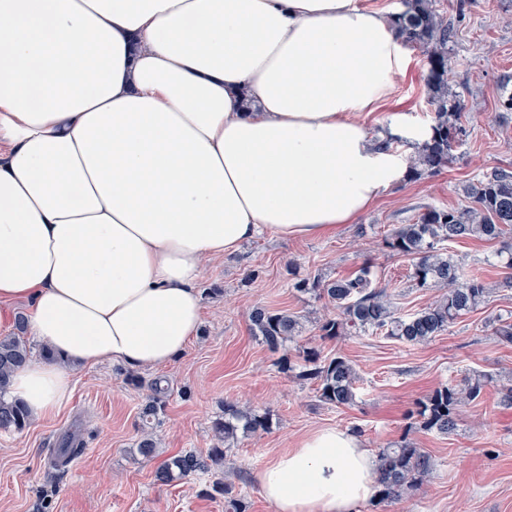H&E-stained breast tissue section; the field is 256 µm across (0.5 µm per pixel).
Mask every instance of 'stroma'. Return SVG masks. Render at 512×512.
Returning a JSON list of instances; mask_svg holds the SVG:
<instances>
[{"instance_id": "stroma-1", "label": "stroma", "mask_w": 512, "mask_h": 512, "mask_svg": "<svg viewBox=\"0 0 512 512\" xmlns=\"http://www.w3.org/2000/svg\"><path fill=\"white\" fill-rule=\"evenodd\" d=\"M437 7L454 22L451 88L465 112L466 134L454 164L383 190L356 223L339 227L335 236L282 239L263 232L235 254L207 262L199 286H219L222 295L203 298L199 332L178 358L142 373L145 380L161 376L169 384L166 409L155 425L166 456L211 448L210 422L223 402L271 413L268 432L239 437L224 459L223 479L248 512H275L260 492L257 472L325 427L351 430L376 455L407 441L431 459L430 480L393 502L373 498L359 512H512V406L501 393L502 386L512 385V345L496 343L487 327L492 318L512 316V290L500 286L504 268L497 244L464 239L452 245L453 258L492 293L424 345L383 336L320 340L315 325L324 303L293 288L297 279H333L366 263L399 312L425 307L437 290L416 287L413 257L383 249L382 236L412 222L422 207L464 205L466 187L492 168L512 170V110L502 106L512 96V0H437ZM405 59L390 99L365 119L374 140L386 138L394 118L420 127L430 121L426 61L413 48L406 49ZM258 304L302 317L300 347L317 345L325 355L351 361L360 377L353 405L327 404L313 384L280 370L277 354L250 331L248 315ZM128 371L112 361L75 368L71 399L57 415L20 432H0V512H224L223 496L208 493L213 476L155 482V462L137 451L148 390L128 385ZM479 373L492 380L464 408L454 431L440 434L421 426L419 402ZM70 431L79 433L84 452L58 473L49 460Z\"/></svg>"}]
</instances>
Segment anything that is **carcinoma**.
Segmentation results:
<instances>
[{
  "instance_id": "carcinoma-1",
  "label": "carcinoma",
  "mask_w": 512,
  "mask_h": 512,
  "mask_svg": "<svg viewBox=\"0 0 512 512\" xmlns=\"http://www.w3.org/2000/svg\"><path fill=\"white\" fill-rule=\"evenodd\" d=\"M403 5V11L393 16L394 25L402 42L426 58L432 106L430 136L416 147L409 159L406 177L415 181L453 163L455 148L465 128L463 104L448 95L452 77L448 42L453 36V26L439 13L436 0H403ZM466 194L469 205L426 207L412 223L400 224L384 235L383 245L389 251L416 258L411 278L417 287L443 290L441 296L425 307L407 314L398 313L387 288L373 284L371 266L367 264L335 279L324 280L315 275L295 281L292 288L296 292L323 300L333 309V313L319 320V337L334 339L352 332L383 334L410 345H424L461 316L485 303L490 289L457 264L448 253V244L466 238L497 242L499 256L506 258V268L512 269V171L495 168L469 185ZM249 322L253 336L269 350L282 352L279 366L292 370L288 343L300 333V317L260 305L251 310ZM490 327L494 340L512 345V320L500 317ZM31 359V347L24 337H0L1 432L22 431L30 424L26 407L8 399L7 393L14 374ZM297 377L313 383L319 398L327 404L349 406L356 400L359 375L342 356H324L315 347L305 348ZM126 380L133 386L145 384L151 391L140 410L142 437L137 451L144 459L152 460L158 447V439L153 435L154 422L165 410L169 385L161 377L147 382L129 374ZM489 382L488 375L475 374L458 384L437 388L419 408L422 426L429 431L450 433L456 427L460 409L475 401ZM271 424L268 412L261 414L226 402L211 424L217 444L204 454L187 451L165 458L156 467L155 477L161 483H172L220 470L238 432H266ZM83 452L84 444L79 437L65 435L55 452V461L64 466ZM431 470L428 455L419 448L405 443L385 449L376 470L380 498L392 500L402 496L427 480ZM211 490L224 496L230 512H246L243 501L231 495V485L217 482Z\"/></svg>"
}]
</instances>
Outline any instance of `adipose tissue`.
<instances>
[{
    "label": "adipose tissue",
    "instance_id": "adipose-tissue-1",
    "mask_svg": "<svg viewBox=\"0 0 512 512\" xmlns=\"http://www.w3.org/2000/svg\"><path fill=\"white\" fill-rule=\"evenodd\" d=\"M404 65L364 0H0V304L57 357L11 398L41 419L71 367L172 362L206 260L354 223L407 171L363 122ZM375 469L328 427L257 480L276 512H356Z\"/></svg>",
    "mask_w": 512,
    "mask_h": 512
}]
</instances>
